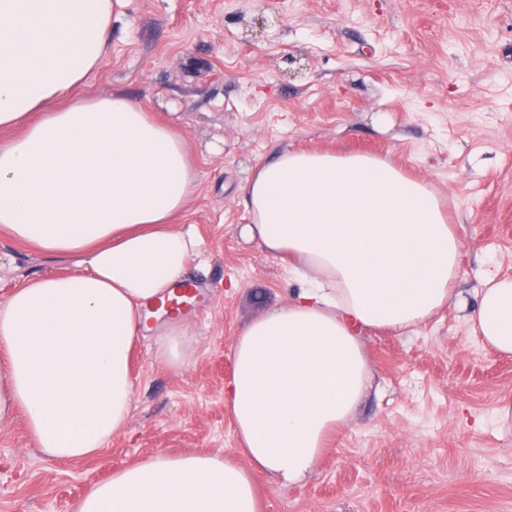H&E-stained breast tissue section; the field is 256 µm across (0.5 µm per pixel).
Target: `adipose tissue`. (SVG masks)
<instances>
[{
	"instance_id": "ef3b65f1",
	"label": "adipose tissue",
	"mask_w": 512,
	"mask_h": 512,
	"mask_svg": "<svg viewBox=\"0 0 512 512\" xmlns=\"http://www.w3.org/2000/svg\"><path fill=\"white\" fill-rule=\"evenodd\" d=\"M124 3L0 0V235L74 267L0 298V431L23 422L62 462L125 429L143 313L168 320L160 360L194 354L163 306L199 246L178 223L197 180L186 140L123 96L78 93ZM248 192L250 237L302 286L234 339L237 457L154 455L76 512H262L254 471L305 479L371 386L364 334L413 328L453 298L462 244L434 191L391 162L287 151ZM471 322L512 354V276L487 281Z\"/></svg>"
}]
</instances>
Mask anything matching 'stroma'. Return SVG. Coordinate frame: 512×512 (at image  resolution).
Masks as SVG:
<instances>
[{
  "label": "stroma",
  "mask_w": 512,
  "mask_h": 512,
  "mask_svg": "<svg viewBox=\"0 0 512 512\" xmlns=\"http://www.w3.org/2000/svg\"><path fill=\"white\" fill-rule=\"evenodd\" d=\"M84 94H120L174 123L197 168L182 218L200 240L188 280L211 300L183 318L195 354L132 352L127 426L78 463L46 458L23 424L0 431V512H75L97 483L163 453L234 454L224 387L246 324L299 289L246 239L247 185L287 150L388 159L426 181L462 248L459 302L364 338L374 381L313 474L255 476L263 512H512V356L474 334L485 282L512 275V0H127ZM0 238V296L71 272Z\"/></svg>",
  "instance_id": "obj_1"
}]
</instances>
